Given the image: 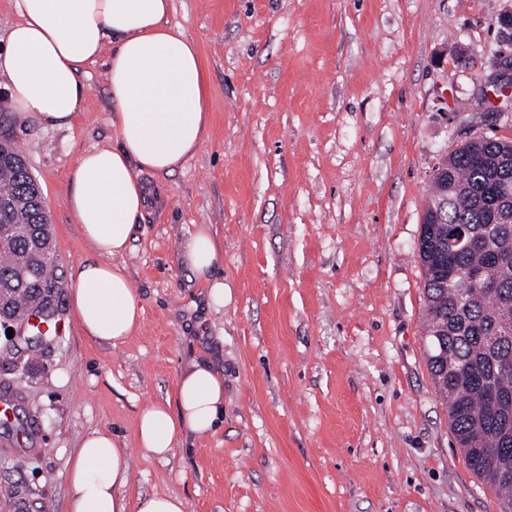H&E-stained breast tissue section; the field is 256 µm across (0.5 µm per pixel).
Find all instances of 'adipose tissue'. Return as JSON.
<instances>
[{"mask_svg":"<svg viewBox=\"0 0 512 512\" xmlns=\"http://www.w3.org/2000/svg\"><path fill=\"white\" fill-rule=\"evenodd\" d=\"M14 20L0 50V80L24 124L71 127L87 88L85 64L104 61L115 142L84 152L68 173L66 207L93 251L70 281V308L93 340L124 343L140 329L141 297L117 265L144 217L149 191L141 174L169 175L202 145L209 128L210 89L196 43L170 25L172 0H13ZM221 251L210 225H198L179 260L224 305L214 269ZM224 419V378L191 362L173 395L139 413L135 439L145 457L163 458L187 434L214 433ZM125 441L94 429L68 461L66 512H185L162 492L129 497Z\"/></svg>","mask_w":512,"mask_h":512,"instance_id":"ef3b65f1","label":"adipose tissue"}]
</instances>
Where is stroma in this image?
<instances>
[{
	"instance_id": "stroma-1",
	"label": "stroma",
	"mask_w": 512,
	"mask_h": 512,
	"mask_svg": "<svg viewBox=\"0 0 512 512\" xmlns=\"http://www.w3.org/2000/svg\"><path fill=\"white\" fill-rule=\"evenodd\" d=\"M198 45L212 121L170 175L142 174L150 207L120 257L140 330L96 343L69 306L92 252L65 205L67 174L111 144L105 66H86L72 128L8 129L50 211L65 334L0 393V501L65 512L67 461L92 429L128 444L132 493L185 512H501L465 465L426 364L418 236L437 159L469 137L512 139V108L479 105L496 19L512 0H173ZM222 243L224 306L208 307L178 253L196 225ZM224 374V422L143 458L134 432L181 369Z\"/></svg>"
}]
</instances>
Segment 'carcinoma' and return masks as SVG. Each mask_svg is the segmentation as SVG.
Wrapping results in <instances>:
<instances>
[{"mask_svg": "<svg viewBox=\"0 0 512 512\" xmlns=\"http://www.w3.org/2000/svg\"><path fill=\"white\" fill-rule=\"evenodd\" d=\"M446 174L430 178L418 239L426 300L427 365L448 404V423L465 464L501 495L512 512V223L499 224L494 200L512 184V140L478 136L446 155ZM40 186L8 138L0 143V198L24 210L0 209V295L16 315L25 302L54 315L51 227L29 204ZM44 291L19 286V268Z\"/></svg>", "mask_w": 512, "mask_h": 512, "instance_id": "1", "label": "carcinoma"}]
</instances>
